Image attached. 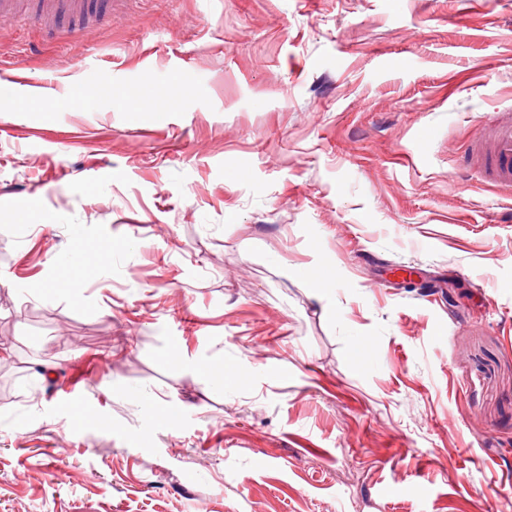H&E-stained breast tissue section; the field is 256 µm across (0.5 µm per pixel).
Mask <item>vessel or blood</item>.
Instances as JSON below:
<instances>
[{"instance_id": "1", "label": "vessel or blood", "mask_w": 512, "mask_h": 512, "mask_svg": "<svg viewBox=\"0 0 512 512\" xmlns=\"http://www.w3.org/2000/svg\"><path fill=\"white\" fill-rule=\"evenodd\" d=\"M31 12L41 25L56 27L65 22L77 33L85 21L111 15L112 0H34ZM468 151L480 159L474 170L480 181L512 191V109L496 113Z\"/></svg>"}]
</instances>
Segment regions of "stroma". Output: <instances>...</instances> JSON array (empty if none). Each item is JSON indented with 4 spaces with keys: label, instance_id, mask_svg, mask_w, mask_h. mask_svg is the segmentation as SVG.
<instances>
[{
    "label": "stroma",
    "instance_id": "obj_1",
    "mask_svg": "<svg viewBox=\"0 0 512 512\" xmlns=\"http://www.w3.org/2000/svg\"><path fill=\"white\" fill-rule=\"evenodd\" d=\"M508 32L512 0L0 29L44 86L0 81V512H512V193L467 154Z\"/></svg>",
    "mask_w": 512,
    "mask_h": 512
}]
</instances>
